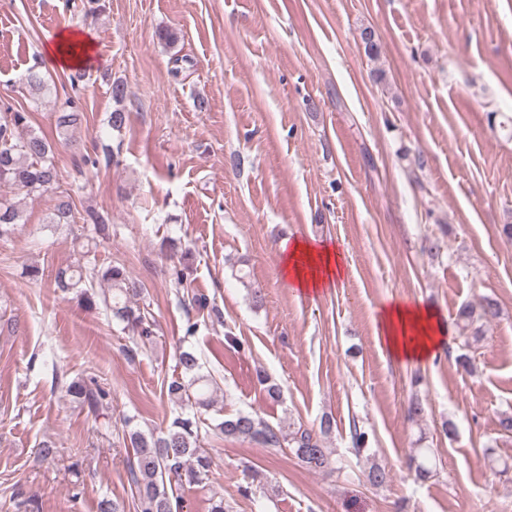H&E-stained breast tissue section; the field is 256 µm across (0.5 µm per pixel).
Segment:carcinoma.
I'll list each match as a JSON object with an SVG mask.
<instances>
[{"mask_svg":"<svg viewBox=\"0 0 512 512\" xmlns=\"http://www.w3.org/2000/svg\"><path fill=\"white\" fill-rule=\"evenodd\" d=\"M56 127L66 130L78 120L73 101L57 108ZM59 182V171L54 163L53 147L48 139L30 129L25 112L8 107L0 111V185L7 186L28 197H41ZM75 214L69 197L60 195L48 216L50 224H72ZM24 223V212L12 197L0 195V239L11 237L17 226ZM108 285V292L98 296L95 283ZM55 288L62 292L79 290L80 300L88 309L103 304L112 318L136 331L140 338L154 335L151 312L139 305L134 297L139 289L122 266L109 264L97 268L68 266L59 269L54 277ZM499 316L498 303L484 300L479 306L462 305L456 314V325L468 347L479 341L482 326ZM177 367L188 380H173L167 384V396L175 404L187 402L199 409L212 406L210 386L212 380L202 373L200 358L193 351L181 350L176 355ZM66 393L80 406L92 412L99 411L108 392L96 384L89 386L72 380L63 384ZM230 437L248 438L264 448H278L288 443L296 457L313 470L330 467V451L324 447L321 436L332 428L331 419L323 417L320 433L299 426L293 430L275 428L260 418L240 413L232 419L215 424L205 423L201 417L176 418L162 437L147 436L138 429L129 431L134 450L131 480L137 489V512H173L179 508L174 487L186 480L200 482L210 472L211 458L200 450L202 427ZM410 467L416 479L425 481L433 476V465L424 448H413L409 455Z\"/></svg>","mask_w":512,"mask_h":512,"instance_id":"carcinoma-1","label":"carcinoma"}]
</instances>
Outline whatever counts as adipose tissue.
Returning <instances> with one entry per match:
<instances>
[{
  "label": "adipose tissue",
  "mask_w": 512,
  "mask_h": 512,
  "mask_svg": "<svg viewBox=\"0 0 512 512\" xmlns=\"http://www.w3.org/2000/svg\"><path fill=\"white\" fill-rule=\"evenodd\" d=\"M95 43L89 33L64 30L45 49L59 69L96 64ZM282 277L289 288L305 294H322L338 287L347 267L338 246L322 240L283 241L279 246ZM379 334L392 358L404 363L435 359L446 342L437 311L421 304L393 302L379 313Z\"/></svg>",
  "instance_id": "adipose-tissue-1"
}]
</instances>
